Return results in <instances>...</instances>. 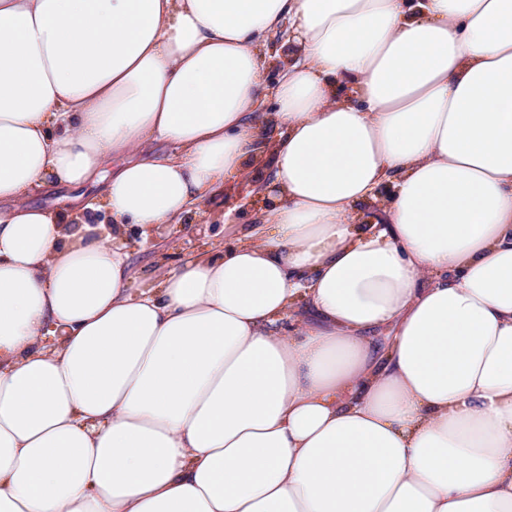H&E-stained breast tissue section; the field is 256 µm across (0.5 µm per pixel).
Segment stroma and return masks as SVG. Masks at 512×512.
I'll return each instance as SVG.
<instances>
[{
	"label": "stroma",
	"instance_id": "obj_1",
	"mask_svg": "<svg viewBox=\"0 0 512 512\" xmlns=\"http://www.w3.org/2000/svg\"><path fill=\"white\" fill-rule=\"evenodd\" d=\"M270 176L269 163L249 167L242 186L218 190L208 198L204 211H191L181 224L161 230L152 245H141L135 232H128L127 246L134 269L148 280L157 275L159 264L175 267L196 253L235 246L249 226L258 223L270 208V200L257 193ZM102 190L99 182L75 190L55 187L35 192L32 200L56 212L65 223L85 220L100 224L107 217L92 210L91 205Z\"/></svg>",
	"mask_w": 512,
	"mask_h": 512
}]
</instances>
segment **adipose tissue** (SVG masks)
I'll return each instance as SVG.
<instances>
[{
	"label": "adipose tissue",
	"instance_id": "1",
	"mask_svg": "<svg viewBox=\"0 0 512 512\" xmlns=\"http://www.w3.org/2000/svg\"><path fill=\"white\" fill-rule=\"evenodd\" d=\"M101 175L111 237L29 201ZM0 512H512V0H0ZM288 30L283 28L277 33L269 34L266 38V53L271 56L262 72V83L266 87H273L279 81L283 71L280 60L288 59V53L292 51L288 44ZM270 176L266 158L260 165L249 166L241 186L218 190L206 201V214L192 210L182 224L161 230L152 246H142L133 229H129L126 241L134 269L147 281L158 274L160 261L175 267L207 249L218 247L223 251L235 246L250 224L258 223L262 213L272 206L273 202L258 195L259 192L248 193L250 188L264 186ZM228 212L229 222L234 225L224 230L223 216ZM394 191L391 183L385 182L379 186L373 199L360 203L356 209L359 219L357 224H374L382 218V205Z\"/></svg>",
	"mask_w": 512,
	"mask_h": 512
}]
</instances>
